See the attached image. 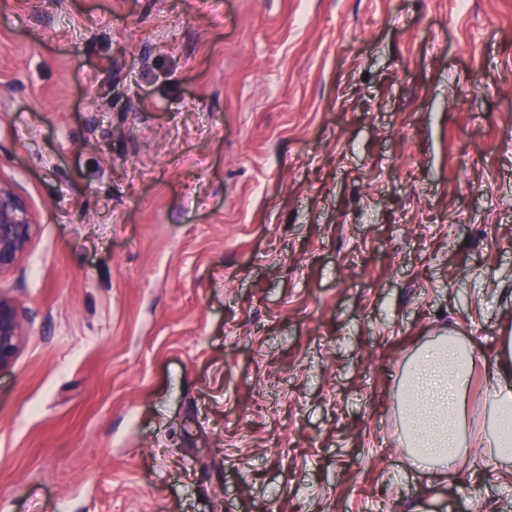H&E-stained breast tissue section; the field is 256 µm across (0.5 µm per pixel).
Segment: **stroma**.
Segmentation results:
<instances>
[{
  "label": "stroma",
  "instance_id": "1",
  "mask_svg": "<svg viewBox=\"0 0 512 512\" xmlns=\"http://www.w3.org/2000/svg\"><path fill=\"white\" fill-rule=\"evenodd\" d=\"M0 178V512H512L395 405L512 334V0H0ZM35 231L30 207L15 186L0 178V275L12 270ZM24 336V317L14 300L0 294V370L11 366ZM459 342L438 336L419 349L399 386L398 408L410 454L439 478L455 472L469 448L466 397L477 355L466 347L467 357L459 365Z\"/></svg>",
  "mask_w": 512,
  "mask_h": 512
}]
</instances>
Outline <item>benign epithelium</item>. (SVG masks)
Listing matches in <instances>:
<instances>
[{"instance_id":"benign-epithelium-1","label":"benign epithelium","mask_w":512,"mask_h":512,"mask_svg":"<svg viewBox=\"0 0 512 512\" xmlns=\"http://www.w3.org/2000/svg\"><path fill=\"white\" fill-rule=\"evenodd\" d=\"M35 231L30 207L15 186L0 178V275L12 270ZM24 336V317L14 300L0 295V370L11 366Z\"/></svg>"}]
</instances>
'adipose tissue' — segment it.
Segmentation results:
<instances>
[{
  "label": "adipose tissue",
  "mask_w": 512,
  "mask_h": 512,
  "mask_svg": "<svg viewBox=\"0 0 512 512\" xmlns=\"http://www.w3.org/2000/svg\"><path fill=\"white\" fill-rule=\"evenodd\" d=\"M458 338L440 336L417 351L401 381L398 408L413 460L443 478L455 472L468 446L467 392L475 352L458 360ZM479 441L495 458L512 456V375L497 377Z\"/></svg>",
  "instance_id": "adipose-tissue-1"
}]
</instances>
